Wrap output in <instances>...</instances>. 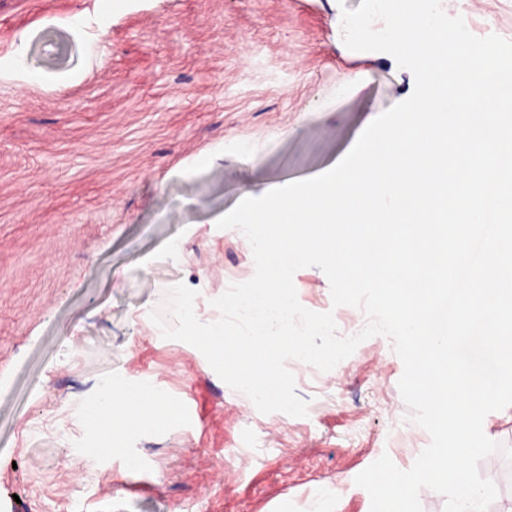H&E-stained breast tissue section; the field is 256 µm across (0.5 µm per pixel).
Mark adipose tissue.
I'll return each instance as SVG.
<instances>
[{"label": "adipose tissue", "mask_w": 512, "mask_h": 512, "mask_svg": "<svg viewBox=\"0 0 512 512\" xmlns=\"http://www.w3.org/2000/svg\"><path fill=\"white\" fill-rule=\"evenodd\" d=\"M173 413L168 397L153 393L144 397L129 388H117L112 378H104L98 384L92 416L108 429H136L150 420L162 421Z\"/></svg>", "instance_id": "1"}]
</instances>
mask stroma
<instances>
[{"label":"stroma","instance_id":"stroma-1","mask_svg":"<svg viewBox=\"0 0 512 512\" xmlns=\"http://www.w3.org/2000/svg\"><path fill=\"white\" fill-rule=\"evenodd\" d=\"M360 2L0 0V512H370L356 476L429 445L386 336L295 371L308 413L292 417L260 413L149 318L182 283L217 320L213 299L255 270L217 220L328 171L412 94L391 55L345 46ZM442 7L512 40V0ZM293 281L350 334L356 310L333 307L321 269ZM105 376L176 416L97 453L85 409ZM479 472L498 488L488 512H512V462Z\"/></svg>","mask_w":512,"mask_h":512}]
</instances>
